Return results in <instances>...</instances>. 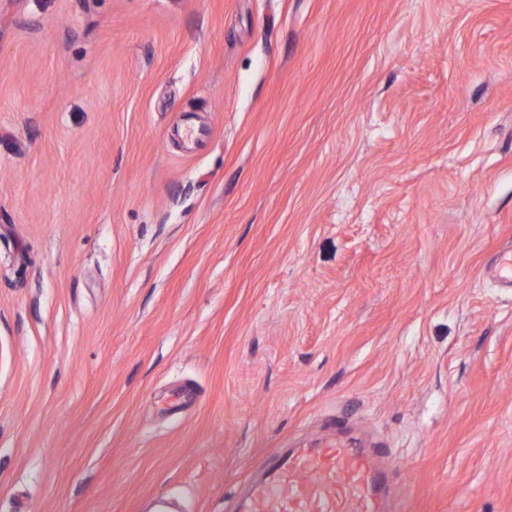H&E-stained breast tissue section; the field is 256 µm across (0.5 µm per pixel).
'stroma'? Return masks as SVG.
<instances>
[{"mask_svg":"<svg viewBox=\"0 0 512 512\" xmlns=\"http://www.w3.org/2000/svg\"><path fill=\"white\" fill-rule=\"evenodd\" d=\"M509 250L512 0H0V512H512ZM390 471L379 457L349 440L292 448L266 464L234 512H399Z\"/></svg>","mask_w":512,"mask_h":512,"instance_id":"1","label":"stroma"}]
</instances>
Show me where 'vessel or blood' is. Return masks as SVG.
I'll list each match as a JSON object with an SVG mask.
<instances>
[{"label": "vessel or blood", "instance_id": "vessel-or-blood-1", "mask_svg": "<svg viewBox=\"0 0 512 512\" xmlns=\"http://www.w3.org/2000/svg\"><path fill=\"white\" fill-rule=\"evenodd\" d=\"M234 512H400V500L379 457L339 437L278 455Z\"/></svg>", "mask_w": 512, "mask_h": 512}]
</instances>
